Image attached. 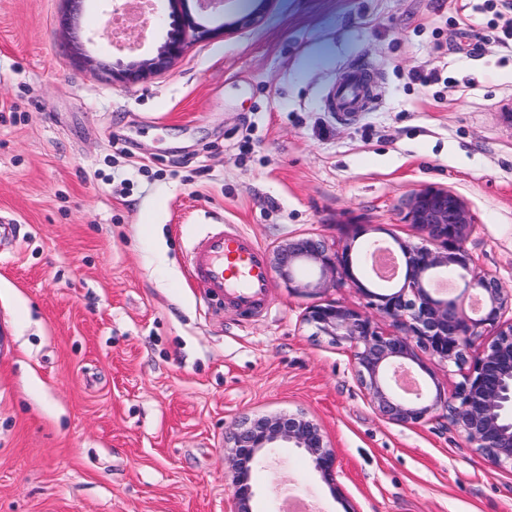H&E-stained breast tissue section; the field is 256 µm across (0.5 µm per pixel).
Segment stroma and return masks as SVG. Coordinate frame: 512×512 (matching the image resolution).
Wrapping results in <instances>:
<instances>
[{
  "mask_svg": "<svg viewBox=\"0 0 512 512\" xmlns=\"http://www.w3.org/2000/svg\"><path fill=\"white\" fill-rule=\"evenodd\" d=\"M123 0H84L85 58L61 24L67 0H0V512H230L229 427L303 412L324 429L359 512H512V464L470 448L450 421L378 415L350 355L304 314L344 285L288 287L272 274L245 315L205 299L186 250L204 224H234L271 258L296 238L361 253L420 245L409 195L441 186L468 205L478 272L512 289V48L486 38L485 0H275L246 30L173 29L107 47ZM438 70L424 84L415 74ZM375 77L366 111L325 106L344 73ZM367 228L353 237L354 225ZM301 483L343 512L309 457L288 451L257 478L255 512ZM186 0H169V8L173 15L180 17V26L171 33L167 41L157 52V55L151 59L133 61L128 68L118 74L117 78L121 81H141L147 79L150 75L165 70L172 59L178 56L183 47L182 36L185 28H190L199 37H208L214 30L208 29L201 23H198L189 14L183 11V5Z\"/></svg>",
  "mask_w": 512,
  "mask_h": 512,
  "instance_id": "35a3bbf8",
  "label": "stroma"
}]
</instances>
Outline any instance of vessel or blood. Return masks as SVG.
<instances>
[{
	"label": "vessel or blood",
	"mask_w": 512,
	"mask_h": 512,
	"mask_svg": "<svg viewBox=\"0 0 512 512\" xmlns=\"http://www.w3.org/2000/svg\"><path fill=\"white\" fill-rule=\"evenodd\" d=\"M356 84L338 85L330 103L334 111L351 112L358 107ZM190 274L203 281L210 294L242 312L264 303L270 272L257 243L244 232L228 225L206 231L190 250Z\"/></svg>",
	"instance_id": "obj_1"
}]
</instances>
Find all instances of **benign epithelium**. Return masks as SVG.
Segmentation results:
<instances>
[{"label":"benign epithelium","instance_id":"7a95c632","mask_svg":"<svg viewBox=\"0 0 512 512\" xmlns=\"http://www.w3.org/2000/svg\"><path fill=\"white\" fill-rule=\"evenodd\" d=\"M273 0H253V8L241 15H226L224 32L250 28L261 21ZM186 0H169L180 26L151 59L133 61L118 74L121 81H141L165 70L183 47L189 28L200 37L213 30L183 11ZM405 218L418 225L426 244L400 245L406 261L404 283L382 293L365 288L354 273L348 251L338 254L326 243L309 238L290 240L273 255L272 268L288 284L307 263L319 266L320 277L304 285L325 290L352 285L368 294L373 313L340 306L334 302L307 308L304 320L316 335L331 338L350 353L352 371L371 407L383 418L414 426L441 411L450 418L460 436L495 464L512 463V321L503 320L512 310V291L493 277L474 270V260L465 248L473 224L463 199L445 188L428 186L415 192L407 203ZM441 273L460 282L461 295L476 292L483 307L466 312L458 297H437L428 276ZM390 323L392 330H379L376 319ZM493 330L496 339L473 362L469 350ZM423 351L441 362L467 369L456 392L459 404L448 402V392L437 386L408 394L398 387V376L409 372L408 363ZM278 448H297L312 460L314 470L344 512H359L348 500L339 481V459L321 426L302 413L274 414L244 419L235 424L227 454L231 474V512H252L256 474L270 453Z\"/></svg>","mask_w":512,"mask_h":512}]
</instances>
